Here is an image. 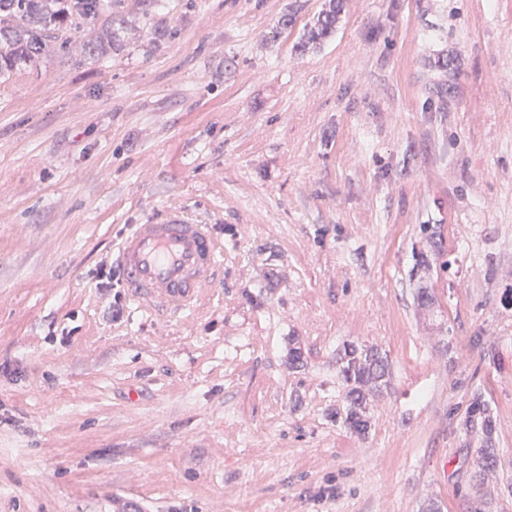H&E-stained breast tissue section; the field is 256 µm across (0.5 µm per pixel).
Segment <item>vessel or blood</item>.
<instances>
[{"label":"vessel or blood","mask_w":512,"mask_h":512,"mask_svg":"<svg viewBox=\"0 0 512 512\" xmlns=\"http://www.w3.org/2000/svg\"><path fill=\"white\" fill-rule=\"evenodd\" d=\"M223 249L211 225L181 207L166 210L161 221L134 225L119 252L131 300L166 316L188 310L213 280Z\"/></svg>","instance_id":"obj_1"}]
</instances>
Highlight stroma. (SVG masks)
Listing matches in <instances>:
<instances>
[{
    "mask_svg": "<svg viewBox=\"0 0 512 512\" xmlns=\"http://www.w3.org/2000/svg\"><path fill=\"white\" fill-rule=\"evenodd\" d=\"M328 7L112 0L0 78V512H512V0ZM174 205L224 251L163 317L97 271ZM329 10L326 11L321 18L318 19L316 26L308 33L309 40H317L327 36L336 28V20L341 11L342 0H330ZM112 24L113 26L116 24L115 19L111 18L110 25L105 28L106 35L105 37H99V40H87L81 44V54L84 57H95L102 54H105L107 50L116 49V42L113 37L112 32ZM340 362L341 378L349 387L343 424L351 432L364 435L370 427V399L387 382V360L374 346L350 344L344 348Z\"/></svg>",
    "mask_w": 512,
    "mask_h": 512,
    "instance_id": "obj_1",
    "label": "stroma"
}]
</instances>
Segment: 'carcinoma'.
I'll return each mask as SVG.
<instances>
[{"label":"carcinoma","instance_id":"1","mask_svg":"<svg viewBox=\"0 0 512 512\" xmlns=\"http://www.w3.org/2000/svg\"><path fill=\"white\" fill-rule=\"evenodd\" d=\"M341 0H331L329 10L318 19L308 38L317 40L336 28L341 11ZM112 10L102 0H0V76L19 65H35L47 51L50 43L62 49L71 45L67 36L59 35L61 28L73 31L89 29L97 17ZM106 36L81 44V54L91 58L116 49L112 26L105 28ZM340 375L348 385L349 405L343 419L344 426L357 435L370 427L368 405L370 399L386 383L387 360L373 346L348 345L340 357ZM468 422L480 423L485 432L487 450L482 452L478 466L488 470L494 466L489 407L476 397L467 409Z\"/></svg>","mask_w":512,"mask_h":512}]
</instances>
